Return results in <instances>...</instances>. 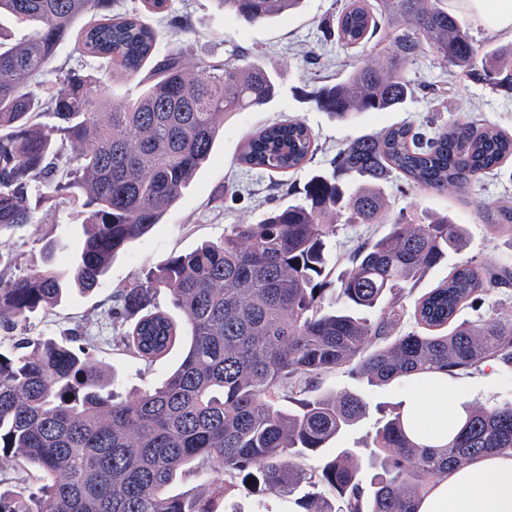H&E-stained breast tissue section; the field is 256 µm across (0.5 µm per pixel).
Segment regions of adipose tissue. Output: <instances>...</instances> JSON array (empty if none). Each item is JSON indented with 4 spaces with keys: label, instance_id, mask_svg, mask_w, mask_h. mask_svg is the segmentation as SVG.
<instances>
[{
    "label": "adipose tissue",
    "instance_id": "ef3b65f1",
    "mask_svg": "<svg viewBox=\"0 0 512 512\" xmlns=\"http://www.w3.org/2000/svg\"><path fill=\"white\" fill-rule=\"evenodd\" d=\"M461 397L447 377L417 383L410 416L432 443L448 436V421ZM418 512H512V458L479 459L437 481L421 499Z\"/></svg>",
    "mask_w": 512,
    "mask_h": 512
}]
</instances>
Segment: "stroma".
Wrapping results in <instances>:
<instances>
[{"mask_svg":"<svg viewBox=\"0 0 512 512\" xmlns=\"http://www.w3.org/2000/svg\"><path fill=\"white\" fill-rule=\"evenodd\" d=\"M342 3L343 0H306L292 14L246 26L217 11L212 0H170L172 14L182 16L185 24L166 30L165 46L182 49L193 64L223 60L239 50L260 55L278 74L279 94L263 108L227 117L209 161L168 211L163 223L117 255L94 292L73 293L61 306L35 318L31 326L33 335L58 340L72 329L82 328L90 338L91 353L114 372L113 391L122 396L134 395L154 386L180 362L189 338L181 336L166 356L153 362L136 360L116 343L118 328L102 319L113 292L132 287L146 270L164 263L171 255L190 252L207 241L222 240L229 225L255 223L273 205L287 200L289 189H302L315 173L329 170L337 149L358 136L405 121H419L428 115L441 124L470 115L512 134V99L478 84L455 81L427 50L407 64L404 75L414 83H429L431 89L417 92L404 110L377 115L363 113L346 123L317 110L306 100V93L336 83L365 60L381 65L387 62L386 52L380 47L366 56L336 44L318 45L319 28L335 18ZM444 5L478 45L512 47V35L489 31L463 0H444ZM286 117L299 118L312 129L316 136L313 158L303 168L279 179L268 174H245L235 163L244 136ZM384 192L389 215L400 214L408 223L423 224L434 215L445 213L466 231L464 251L449 253L447 259L432 268L415 287L414 296H421L446 280L452 268L466 259L483 265H512V236L491 234L480 217L486 204L512 202V178L508 175L487 177L461 192L411 189L394 178L386 183ZM54 220L53 207L45 205L38 209L34 223L0 232V254L9 257L12 273H27L40 266L43 238ZM387 230L382 223H338L328 242L331 280L344 274L348 267L345 257L356 245L375 240ZM464 383L463 404L491 406L512 402L511 368L486 367L466 376ZM314 390L364 396L368 403L366 416L336 442L337 447L356 449L363 456L373 447L377 427L391 413L411 407L409 387L372 385L347 366L320 376ZM298 499L295 493L264 494L245 483L231 493L238 512H298Z\"/></svg>","mask_w":512,"mask_h":512,"instance_id":"obj_1","label":"stroma"}]
</instances>
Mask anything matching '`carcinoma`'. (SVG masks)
Listing matches in <instances>:
<instances>
[{"label": "carcinoma", "mask_w": 512, "mask_h": 512, "mask_svg": "<svg viewBox=\"0 0 512 512\" xmlns=\"http://www.w3.org/2000/svg\"><path fill=\"white\" fill-rule=\"evenodd\" d=\"M168 0H0L33 28L14 42L0 32V229L34 222V211L68 199L83 217L68 245L72 214L42 247L31 274L0 273V463L33 486L0 489V512H229L234 484L267 494L301 485L304 512H417L432 482L486 455L512 458V402L473 406L448 421V439L432 444L399 411L378 428L374 452L324 454L329 442L367 410L355 394L310 395L314 379L340 366L376 384L414 383L444 374L461 380L491 361L512 365V316L484 317L490 288H512L505 265L458 263L448 279L414 302L415 330L398 336L404 299L450 251L465 246L462 225L439 214L426 224L389 219L384 185L394 174L408 186L460 191L512 160V136L463 116L449 125L404 123L352 139L331 170L311 177L298 200L277 204L255 224H234L224 239L174 255L112 297V323L131 317L117 338L148 362L190 344L181 363L132 397L110 390L112 368L68 341L31 335L32 320L74 291L101 285L113 258L161 223L212 153L224 119L268 105L276 71L257 55L188 65L176 48L160 50ZM303 0H214L247 25L301 7ZM444 0H345L320 41L365 52L392 44L387 66L366 64L310 93L340 121L358 112H396L415 94L404 65L425 48L464 82L512 96V49L481 51ZM79 30L75 23L85 15ZM156 16L166 26L151 24ZM74 40L78 64L61 71L46 97L38 78L60 46ZM139 77L132 102L106 95L107 77ZM51 117L47 126L42 115ZM316 138L298 119L247 136L237 165L247 172L287 173L311 160ZM387 223L389 231L357 250L325 301L327 241L336 218ZM495 231L512 232V205L483 207ZM166 293L182 321L157 306ZM475 318L456 323L464 307ZM295 408L283 406L285 397ZM319 459L307 469L301 461ZM380 474L365 491L364 464ZM202 478L187 496L171 486ZM318 487L336 493L337 510Z\"/></svg>", "instance_id": "carcinoma-1"}]
</instances>
